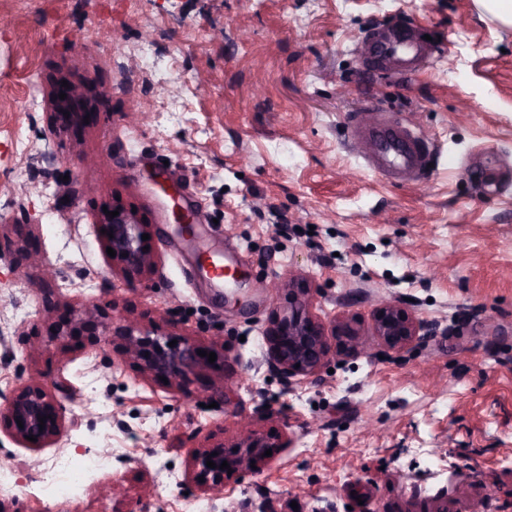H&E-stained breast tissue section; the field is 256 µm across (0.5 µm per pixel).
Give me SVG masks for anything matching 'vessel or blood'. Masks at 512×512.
<instances>
[{
  "label": "vessel or blood",
  "mask_w": 512,
  "mask_h": 512,
  "mask_svg": "<svg viewBox=\"0 0 512 512\" xmlns=\"http://www.w3.org/2000/svg\"><path fill=\"white\" fill-rule=\"evenodd\" d=\"M431 54V46L412 23L376 26L364 34L360 45L362 62L382 73L419 72ZM349 127L356 152L374 172L398 183H417L427 175L433 150L431 139L409 125L391 120L381 104L365 102L352 113ZM198 253L205 258V281L218 287L232 280L235 264L224 251L202 246Z\"/></svg>",
  "instance_id": "1"
}]
</instances>
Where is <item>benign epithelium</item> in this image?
<instances>
[{
	"instance_id": "7a95c632",
	"label": "benign epithelium",
	"mask_w": 512,
	"mask_h": 512,
	"mask_svg": "<svg viewBox=\"0 0 512 512\" xmlns=\"http://www.w3.org/2000/svg\"><path fill=\"white\" fill-rule=\"evenodd\" d=\"M62 92L66 94L63 100L59 99ZM80 96L79 89L72 84L67 88L57 85L54 90L57 111H66ZM103 224L107 231L113 232V237L106 238L107 246L116 251V257L121 259L125 270L140 272L151 265V255L144 250L140 224L135 215L120 209L114 218L104 216ZM313 292V288L294 289V300L288 303V310L273 312L265 332L269 363L286 380L318 372L333 350L343 353H368L372 350V344L362 338L354 319H339L328 329L315 318L309 312ZM79 325L91 331L100 346L110 344L112 328L106 317L96 313V309L86 310ZM425 331V324L399 303L384 302L373 312L372 335L378 344L389 349L402 350ZM198 349L199 346L188 339L170 347L149 336L129 334L125 355L147 374L171 380L195 368L200 359ZM66 398L65 384L54 389L40 382L26 384L0 398V425L10 430L12 438L30 448L56 444L66 435L62 403ZM42 416L46 420L41 428L39 418ZM19 420L22 421L20 425L17 424ZM31 435L36 436L37 441L27 440ZM282 447L284 443L276 437L249 436L235 449L223 445L203 448L194 457V483L203 491H217L224 486L228 471L247 470L251 468V462L265 460L263 454L266 450ZM209 459L215 462V467L206 465ZM224 461L230 469L219 468Z\"/></svg>"
}]
</instances>
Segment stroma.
Returning a JSON list of instances; mask_svg holds the SVG:
<instances>
[{
	"label": "stroma",
	"mask_w": 512,
	"mask_h": 512,
	"mask_svg": "<svg viewBox=\"0 0 512 512\" xmlns=\"http://www.w3.org/2000/svg\"><path fill=\"white\" fill-rule=\"evenodd\" d=\"M399 21L430 35L428 67L364 68L358 39ZM62 81L84 91L67 122ZM368 93L433 139L425 180L386 183L349 150ZM177 206L246 279L192 275ZM108 207L144 219L151 268L108 255ZM274 277L313 287L324 324L367 335L406 299L427 334L284 382ZM94 305L107 351L49 335ZM125 328L216 360L163 382L126 359ZM31 380L72 397L56 445L0 431L22 512H512V26L476 0H0V394ZM273 432L291 447L194 488L196 450ZM83 454L101 462L83 494L46 495V468ZM115 479L123 495L99 497Z\"/></svg>",
	"instance_id": "35a3bbf8"
}]
</instances>
